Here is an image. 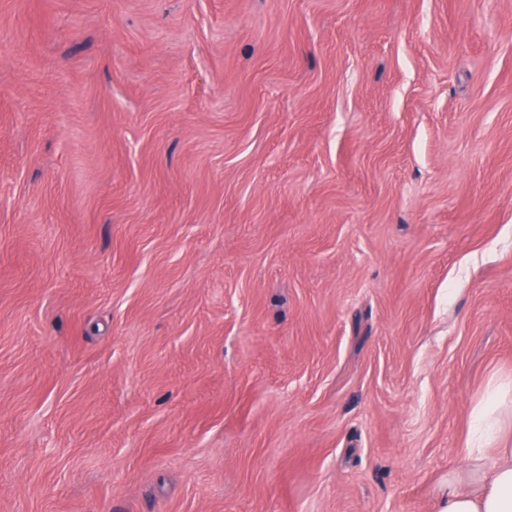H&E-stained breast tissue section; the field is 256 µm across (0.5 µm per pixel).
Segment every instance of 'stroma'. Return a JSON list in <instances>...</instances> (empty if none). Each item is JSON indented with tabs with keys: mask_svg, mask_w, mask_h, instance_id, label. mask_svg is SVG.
<instances>
[{
	"mask_svg": "<svg viewBox=\"0 0 512 512\" xmlns=\"http://www.w3.org/2000/svg\"><path fill=\"white\" fill-rule=\"evenodd\" d=\"M512 382V0H0V512H439Z\"/></svg>",
	"mask_w": 512,
	"mask_h": 512,
	"instance_id": "1",
	"label": "stroma"
}]
</instances>
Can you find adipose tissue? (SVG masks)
Returning <instances> with one entry per match:
<instances>
[{
    "label": "adipose tissue",
    "mask_w": 512,
    "mask_h": 512,
    "mask_svg": "<svg viewBox=\"0 0 512 512\" xmlns=\"http://www.w3.org/2000/svg\"><path fill=\"white\" fill-rule=\"evenodd\" d=\"M476 413L480 436L466 450L472 463L469 485L461 487L449 476L441 512H512V439L502 434L512 414V387L487 393Z\"/></svg>",
    "instance_id": "ef3b65f1"
}]
</instances>
